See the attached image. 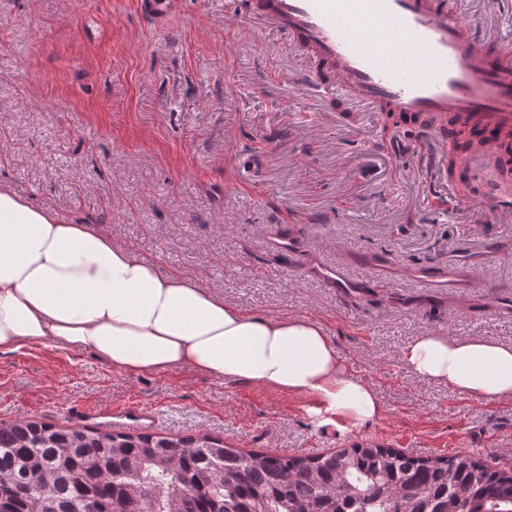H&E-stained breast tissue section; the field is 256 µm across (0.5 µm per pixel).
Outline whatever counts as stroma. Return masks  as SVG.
<instances>
[{"label":"stroma","instance_id":"obj_1","mask_svg":"<svg viewBox=\"0 0 512 512\" xmlns=\"http://www.w3.org/2000/svg\"><path fill=\"white\" fill-rule=\"evenodd\" d=\"M309 82L287 38L248 21L240 0H182L161 20L140 0H0V183L243 310L316 319L384 407L354 427L315 415L307 396L34 345L0 351V421L303 456L369 440L512 470V399H470L399 358L430 334L512 345V183L475 156L470 196L448 174L440 125L396 126ZM283 231L298 252L272 246ZM312 257L363 294L310 276ZM450 266L478 287L422 286L420 272ZM136 409L150 421L125 419Z\"/></svg>","mask_w":512,"mask_h":512}]
</instances>
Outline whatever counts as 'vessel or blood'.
<instances>
[{
  "mask_svg": "<svg viewBox=\"0 0 512 512\" xmlns=\"http://www.w3.org/2000/svg\"><path fill=\"white\" fill-rule=\"evenodd\" d=\"M257 23L286 35L337 98L407 121L458 113L488 128L512 127V46H492L463 0H243ZM314 274L340 295L358 282L316 260Z\"/></svg>",
  "mask_w": 512,
  "mask_h": 512,
  "instance_id": "obj_1",
  "label": "vessel or blood"
}]
</instances>
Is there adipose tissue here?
I'll use <instances>...</instances> for the list:
<instances>
[{
    "mask_svg": "<svg viewBox=\"0 0 512 512\" xmlns=\"http://www.w3.org/2000/svg\"><path fill=\"white\" fill-rule=\"evenodd\" d=\"M45 343L93 350L130 373L189 366L310 396L354 425L383 413L316 320L246 312L192 278L161 272L101 227L61 223L53 208L0 186V349ZM401 360L419 379L472 399L512 398V345L427 335Z\"/></svg>",
    "mask_w": 512,
    "mask_h": 512,
    "instance_id": "ef3b65f1",
    "label": "adipose tissue"
}]
</instances>
